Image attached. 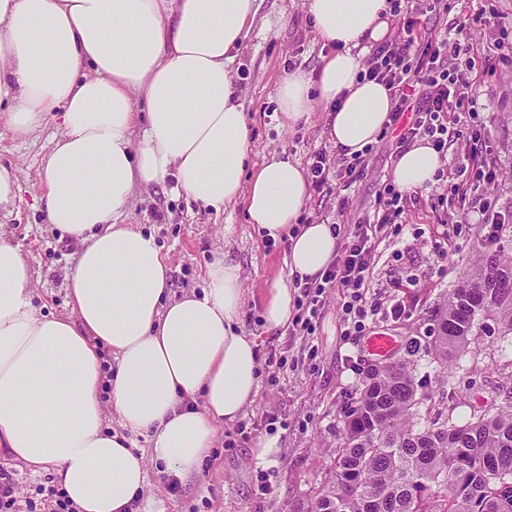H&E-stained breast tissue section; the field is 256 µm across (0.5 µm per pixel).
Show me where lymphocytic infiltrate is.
I'll list each match as a JSON object with an SVG mask.
<instances>
[{"label": "lymphocytic infiltrate", "mask_w": 512, "mask_h": 512, "mask_svg": "<svg viewBox=\"0 0 512 512\" xmlns=\"http://www.w3.org/2000/svg\"><path fill=\"white\" fill-rule=\"evenodd\" d=\"M403 28L404 36L377 47L366 75L387 86L394 96L389 126L398 145L425 137L439 154H447L448 141L462 116L476 114L472 89L477 78L471 70L456 68V60L479 55L491 71L497 58L491 49L459 33L425 32L417 29L411 18ZM364 163L363 156L358 154L346 167L336 170L326 151H319L310 166V185L319 192L333 181L339 188L349 189L357 177V168ZM384 194L382 211L347 230L340 256L319 280L303 283L307 303L293 323V335H312L319 296L332 288L341 290L346 319L355 331H364L367 320L378 314L379 308L369 296L376 246L383 227L395 223L403 213L401 194L391 186Z\"/></svg>", "instance_id": "lymphocytic-infiltrate-1"}]
</instances>
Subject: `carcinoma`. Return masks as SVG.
<instances>
[{
  "label": "carcinoma",
  "mask_w": 512,
  "mask_h": 512,
  "mask_svg": "<svg viewBox=\"0 0 512 512\" xmlns=\"http://www.w3.org/2000/svg\"><path fill=\"white\" fill-rule=\"evenodd\" d=\"M512 336V255H492L464 278L437 320L439 380L449 382L480 321ZM414 362L380 361L364 371L357 405L344 417L328 483L297 512H505L512 507V407L421 414L428 398Z\"/></svg>",
  "instance_id": "cac0c4a2"
}]
</instances>
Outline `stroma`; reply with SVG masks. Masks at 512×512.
Masks as SVG:
<instances>
[{
	"instance_id": "stroma-1",
	"label": "stroma",
	"mask_w": 512,
	"mask_h": 512,
	"mask_svg": "<svg viewBox=\"0 0 512 512\" xmlns=\"http://www.w3.org/2000/svg\"><path fill=\"white\" fill-rule=\"evenodd\" d=\"M302 0H261L258 20L233 65L248 114L252 159L260 162L282 155L310 166L315 152L336 154L326 132L327 114L315 109L308 121L285 127L277 92L282 77L294 69L317 71L328 48L314 32ZM495 12L492 32L470 30L473 39L512 37V0H453L449 11H427L421 27L456 26L465 17ZM272 29H265V21ZM491 74L476 88V121L484 152L496 162L499 177L488 190L459 199L458 167L470 146L458 140L449 148L442 167L448 177L442 190L405 194L401 224L384 228L371 275L370 294L384 304L399 302L401 319L381 315L367 320L361 333H349L342 312V294L322 296L314 320L315 333L294 336L289 329L267 331L262 311L268 285L287 277V241L263 238L249 224L244 200L226 205L221 213L197 208L168 185L136 190L126 221L151 230L169 255L176 293L201 292L204 271L219 254L240 264L248 288L242 327L258 343L261 382L255 403L241 419L245 430L225 427L209 460L188 480L168 490L165 512H295L310 504L330 469L342 441L343 419L354 406L357 383L371 357L365 348L369 332H391L394 360L412 361L429 395L426 408L452 411L465 419L471 408L499 409L512 404V376L505 366L512 352L504 350L493 318L483 319L471 337L462 369L451 384L438 380V367L425 349L437 336L436 315L449 293L485 254L512 253V223L469 224L465 214H478L485 204L512 214V44ZM55 125L26 138L14 137L0 121V162L17 165L21 200L0 233L19 245L33 269L38 303L46 312L68 313L66 273L80 243L51 231L37 202L42 161L51 148ZM398 150L390 135L380 136L366 156V166L348 192L309 193L300 221L337 224L348 229L373 214L378 197L391 184ZM278 417L269 430V417ZM277 433L279 451L274 463L257 457L261 438ZM273 490L261 494L262 478Z\"/></svg>"
}]
</instances>
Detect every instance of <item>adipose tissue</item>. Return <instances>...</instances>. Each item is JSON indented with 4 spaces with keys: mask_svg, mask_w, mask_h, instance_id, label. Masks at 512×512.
I'll list each match as a JSON object with an SVG mask.
<instances>
[{
    "mask_svg": "<svg viewBox=\"0 0 512 512\" xmlns=\"http://www.w3.org/2000/svg\"><path fill=\"white\" fill-rule=\"evenodd\" d=\"M316 34L341 50L278 88L285 126L327 114L346 155L377 142L394 106L363 78L362 42L388 30V0H303ZM260 0H0V115L25 138L55 122L43 161L48 226L83 245L66 275L70 312L44 314L22 250L0 238V454L50 473L75 512H164L148 469L185 480L211 455L260 387L253 337L241 329L247 288L223 256L202 293L176 294L167 254L126 223L136 188L174 192L222 212L245 200L262 236L288 241V275L269 285L267 330L288 324V278H313L336 255L330 225L300 221L305 170L251 160L249 119L232 65ZM442 165L427 140L397 158L392 181L415 192ZM114 359L105 369L102 349ZM117 426L107 423V412ZM151 441L136 452L133 436Z\"/></svg>",
    "mask_w": 512,
    "mask_h": 512,
    "instance_id": "ef3b65f1",
    "label": "adipose tissue"
}]
</instances>
